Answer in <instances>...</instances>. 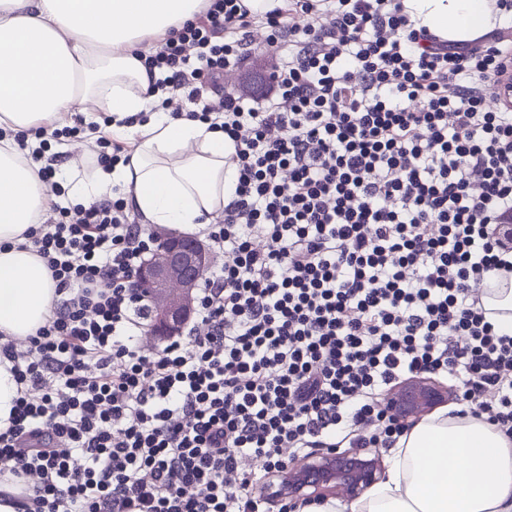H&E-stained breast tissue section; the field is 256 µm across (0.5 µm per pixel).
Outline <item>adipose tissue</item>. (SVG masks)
Returning a JSON list of instances; mask_svg holds the SVG:
<instances>
[{
    "instance_id": "obj_1",
    "label": "adipose tissue",
    "mask_w": 512,
    "mask_h": 512,
    "mask_svg": "<svg viewBox=\"0 0 512 512\" xmlns=\"http://www.w3.org/2000/svg\"><path fill=\"white\" fill-rule=\"evenodd\" d=\"M203 0H0V332L24 339L51 315L55 284L24 232L45 213L49 188L13 133L66 125L91 107L111 132H135L127 164L58 182L72 203L120 185L151 224L208 223L232 199L234 146L222 131L157 110L153 80L135 55L194 19ZM415 27L464 40L493 27L489 0H404ZM147 122H140V115ZM385 478L359 498L303 512H512V438L483 418L445 410L420 419L387 453Z\"/></svg>"
}]
</instances>
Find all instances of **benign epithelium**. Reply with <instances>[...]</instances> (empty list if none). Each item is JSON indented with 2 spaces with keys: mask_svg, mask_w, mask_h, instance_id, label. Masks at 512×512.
<instances>
[{
  "mask_svg": "<svg viewBox=\"0 0 512 512\" xmlns=\"http://www.w3.org/2000/svg\"><path fill=\"white\" fill-rule=\"evenodd\" d=\"M210 257L195 239L171 234L136 274V288L150 300L158 336L173 335L193 310L194 291L207 270ZM405 399L391 398L388 407L399 419L419 418L448 400V388L429 377H413L401 386ZM335 452L326 450L293 462L277 474L275 496L302 502L330 495L358 498L377 483L383 471L378 453L364 448L348 450L354 459L347 470L334 462Z\"/></svg>",
  "mask_w": 512,
  "mask_h": 512,
  "instance_id": "7a95c632",
  "label": "benign epithelium"
}]
</instances>
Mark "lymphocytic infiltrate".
Wrapping results in <instances>:
<instances>
[{
	"label": "lymphocytic infiltrate",
	"instance_id": "obj_1",
	"mask_svg": "<svg viewBox=\"0 0 512 512\" xmlns=\"http://www.w3.org/2000/svg\"><path fill=\"white\" fill-rule=\"evenodd\" d=\"M287 2L206 0L141 56L163 107L202 101L235 150L234 197L199 231L219 263L185 330L144 343L134 277L159 237L122 195L55 200L25 231L58 299L27 343L0 342L20 388L0 460L26 483L21 512H265L288 459L341 434L392 447L409 425L383 398L416 375L451 380L456 404L512 435V335L480 302L490 272L512 273V108L490 104L512 0L474 42L414 29L401 0ZM258 26L288 50L268 92L205 98ZM87 129L97 163L129 162ZM87 129L15 135L55 197L61 147Z\"/></svg>",
	"mask_w": 512,
	"mask_h": 512
}]
</instances>
